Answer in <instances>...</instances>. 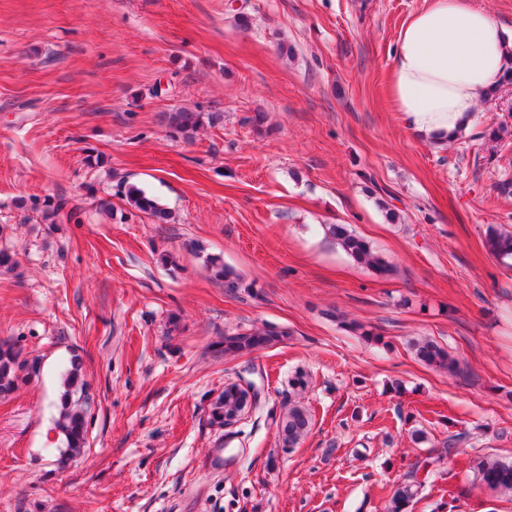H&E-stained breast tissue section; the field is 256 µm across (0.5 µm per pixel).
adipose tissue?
Segmentation results:
<instances>
[{
    "mask_svg": "<svg viewBox=\"0 0 512 512\" xmlns=\"http://www.w3.org/2000/svg\"><path fill=\"white\" fill-rule=\"evenodd\" d=\"M512 65V33L471 0H427L402 24L387 93L405 126L436 145L466 133Z\"/></svg>",
    "mask_w": 512,
    "mask_h": 512,
    "instance_id": "obj_1",
    "label": "adipose tissue"
}]
</instances>
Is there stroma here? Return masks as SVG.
<instances>
[{
    "label": "stroma",
    "mask_w": 512,
    "mask_h": 512,
    "mask_svg": "<svg viewBox=\"0 0 512 512\" xmlns=\"http://www.w3.org/2000/svg\"><path fill=\"white\" fill-rule=\"evenodd\" d=\"M423 5L0 0V250L17 260L0 270V341L37 366L0 396V512H384L382 485L451 432L459 452L410 512H448L452 493L456 512H512L469 470L475 456L512 461V269L483 246L488 227L512 230V197L496 190L512 144L487 137L512 128V86L448 147L414 136L385 82ZM176 108L203 113L194 140L159 125ZM127 183L169 223L129 206ZM47 197L64 204L49 220L32 208ZM328 224L394 274L354 262ZM215 259L242 289L225 288ZM265 323L288 339L214 354L226 330ZM417 338L463 374L418 362ZM74 357L88 440L62 466ZM298 369L313 425L286 452L275 419ZM246 374L260 398L228 434L209 404ZM416 425L428 442H412ZM328 233L358 264L369 267L383 278L393 273V267L378 256L367 241L355 235L345 224H330Z\"/></svg>",
    "instance_id": "1"
}]
</instances>
